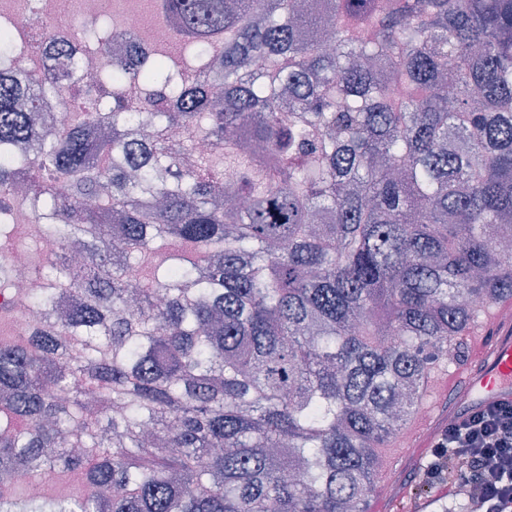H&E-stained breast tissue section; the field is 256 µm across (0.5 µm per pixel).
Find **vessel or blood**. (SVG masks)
Here are the masks:
<instances>
[{
	"mask_svg": "<svg viewBox=\"0 0 512 512\" xmlns=\"http://www.w3.org/2000/svg\"><path fill=\"white\" fill-rule=\"evenodd\" d=\"M495 334L482 351V367L465 381L474 401L488 404L512 399V318H494Z\"/></svg>",
	"mask_w": 512,
	"mask_h": 512,
	"instance_id": "obj_1",
	"label": "vessel or blood"
}]
</instances>
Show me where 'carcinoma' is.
Instances as JSON below:
<instances>
[{
	"instance_id": "cac0c4a2",
	"label": "carcinoma",
	"mask_w": 512,
	"mask_h": 512,
	"mask_svg": "<svg viewBox=\"0 0 512 512\" xmlns=\"http://www.w3.org/2000/svg\"><path fill=\"white\" fill-rule=\"evenodd\" d=\"M317 2L150 0L172 41L60 129L54 77L0 57V144L34 145L43 235L86 244L45 270L0 220L49 283L29 305L84 297L0 336V512H368L383 449L512 299V0ZM14 176L1 153L2 214ZM44 99L42 114L45 117H53L58 120L68 116L70 112H74L77 108L84 106L83 103H73L65 99L63 92L55 91L48 93ZM82 302L83 298L76 290L72 288L58 289L51 312V321L57 323V319H64L71 309Z\"/></svg>"
}]
</instances>
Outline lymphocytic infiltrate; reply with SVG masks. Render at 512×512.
I'll return each mask as SVG.
<instances>
[{"label": "lymphocytic infiltrate", "instance_id": "1", "mask_svg": "<svg viewBox=\"0 0 512 512\" xmlns=\"http://www.w3.org/2000/svg\"><path fill=\"white\" fill-rule=\"evenodd\" d=\"M421 474L425 483L463 491L474 512H512V401L454 418Z\"/></svg>", "mask_w": 512, "mask_h": 512}]
</instances>
